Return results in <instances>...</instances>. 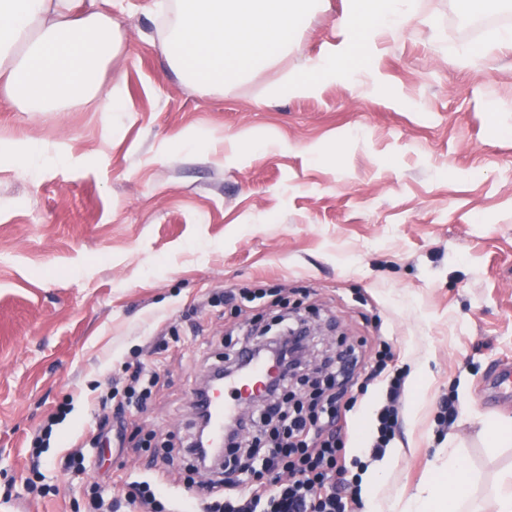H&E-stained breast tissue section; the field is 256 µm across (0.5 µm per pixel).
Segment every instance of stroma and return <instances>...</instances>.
I'll return each instance as SVG.
<instances>
[{"label":"stroma","mask_w":512,"mask_h":512,"mask_svg":"<svg viewBox=\"0 0 512 512\" xmlns=\"http://www.w3.org/2000/svg\"><path fill=\"white\" fill-rule=\"evenodd\" d=\"M130 2L103 75H122L127 111L94 97L23 112L0 93V512H88L94 483L129 475L173 493L195 482L176 452L193 392L245 320L291 307L361 360L388 342L407 374L384 512L452 458L473 512H498L512 476V443L489 429L512 422V398H491L494 366L512 365V47L493 27L464 34L454 0H418L350 61L352 79L274 96L342 41L347 0H322L287 57L202 92L160 52L146 0ZM227 289L258 298L237 312ZM139 362L158 375L150 397L100 406ZM449 396L460 415L444 429ZM346 397L351 459L385 390L357 374ZM62 403L40 495L30 458ZM113 414L122 443L97 444ZM74 451L84 470L63 469Z\"/></svg>","instance_id":"35a3bbf8"}]
</instances>
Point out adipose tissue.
<instances>
[{
    "mask_svg": "<svg viewBox=\"0 0 512 512\" xmlns=\"http://www.w3.org/2000/svg\"><path fill=\"white\" fill-rule=\"evenodd\" d=\"M76 0H0V92L25 112H61L80 96H105L113 109L118 89L104 90L102 74L121 49L111 13L94 7L76 12ZM414 0H348L341 49L311 61L306 74L284 77L279 91L309 88V75L344 70L355 48L381 27L400 20ZM468 468L449 466L447 480L430 482L412 512H460L468 499Z\"/></svg>",
    "mask_w": 512,
    "mask_h": 512,
    "instance_id": "adipose-tissue-1",
    "label": "adipose tissue"
}]
</instances>
